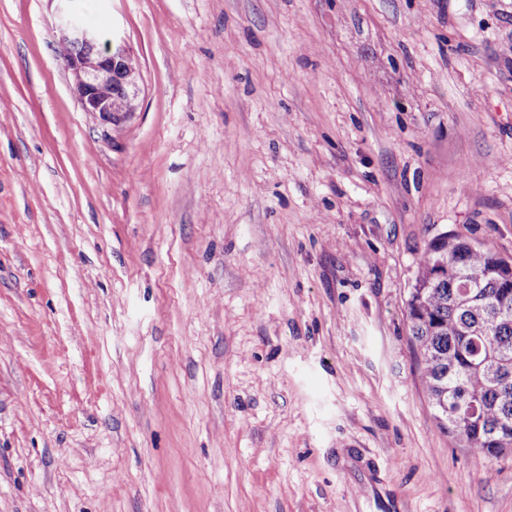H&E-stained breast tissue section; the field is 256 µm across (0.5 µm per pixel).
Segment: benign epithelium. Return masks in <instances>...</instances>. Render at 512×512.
<instances>
[{"label":"benign epithelium","mask_w":512,"mask_h":512,"mask_svg":"<svg viewBox=\"0 0 512 512\" xmlns=\"http://www.w3.org/2000/svg\"><path fill=\"white\" fill-rule=\"evenodd\" d=\"M59 46L67 50L63 63L84 111L108 124L136 111L139 65L124 42L114 38L104 43L96 30L69 19L60 27Z\"/></svg>","instance_id":"obj_1"}]
</instances>
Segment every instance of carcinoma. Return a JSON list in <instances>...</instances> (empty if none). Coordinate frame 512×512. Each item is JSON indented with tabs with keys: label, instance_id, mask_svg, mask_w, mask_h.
Returning a JSON list of instances; mask_svg holds the SVG:
<instances>
[{
	"label": "carcinoma",
	"instance_id": "1",
	"mask_svg": "<svg viewBox=\"0 0 512 512\" xmlns=\"http://www.w3.org/2000/svg\"><path fill=\"white\" fill-rule=\"evenodd\" d=\"M510 277L493 249L446 233L422 252L406 304L439 429L489 461L512 453V295L504 294Z\"/></svg>",
	"mask_w": 512,
	"mask_h": 512
}]
</instances>
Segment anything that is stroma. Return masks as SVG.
Returning <instances> with one entry per match:
<instances>
[{
    "label": "stroma",
    "mask_w": 512,
    "mask_h": 512,
    "mask_svg": "<svg viewBox=\"0 0 512 512\" xmlns=\"http://www.w3.org/2000/svg\"><path fill=\"white\" fill-rule=\"evenodd\" d=\"M122 37L83 111L61 16ZM512 258V0H0V512H512L441 432L418 258ZM59 46L65 69L73 77V93L85 112L112 124L116 117L136 111L139 65L128 46L114 37L102 43L98 32L76 19L60 27ZM119 82V91L113 85ZM358 498L366 501L370 507H375L378 512H396L399 510L398 503L384 499L375 486L363 479L357 482Z\"/></svg>",
    "instance_id": "obj_1"
}]
</instances>
